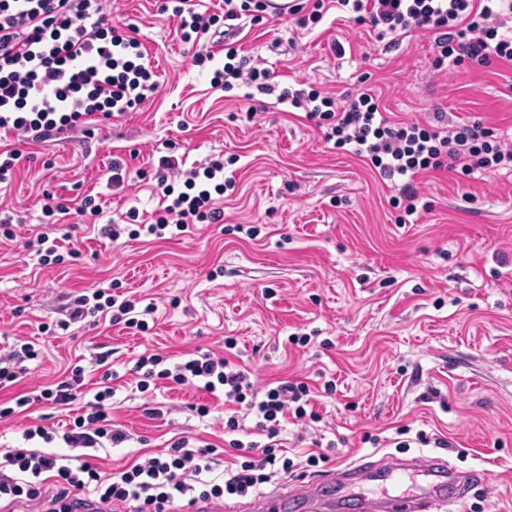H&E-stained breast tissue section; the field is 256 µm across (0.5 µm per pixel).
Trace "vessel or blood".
<instances>
[{"mask_svg":"<svg viewBox=\"0 0 512 512\" xmlns=\"http://www.w3.org/2000/svg\"><path fill=\"white\" fill-rule=\"evenodd\" d=\"M406 473L423 475L424 484L398 495L373 493V486ZM480 480L477 471H459L432 458H363L248 503L206 500L192 512H442L450 499L464 497Z\"/></svg>","mask_w":512,"mask_h":512,"instance_id":"vessel-or-blood-1","label":"vessel or blood"}]
</instances>
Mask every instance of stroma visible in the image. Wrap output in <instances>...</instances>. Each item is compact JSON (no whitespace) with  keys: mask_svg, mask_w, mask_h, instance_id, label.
I'll list each match as a JSON object with an SVG mask.
<instances>
[{"mask_svg":"<svg viewBox=\"0 0 512 512\" xmlns=\"http://www.w3.org/2000/svg\"><path fill=\"white\" fill-rule=\"evenodd\" d=\"M106 9L139 27L159 89L140 109L94 123L93 136L23 146L11 181L0 184V213L16 219L15 239L0 243V352L19 339L39 340L44 352L30 375L0 390V406L65 380L73 366L85 369L69 406L41 402L0 419V450L25 447L28 425L68 424L106 384L115 390L112 419L130 439L93 449L103 473L164 453L181 437L221 450L213 468L222 473L236 456L223 399L168 384L143 393L131 372L145 352L172 366L201 349L227 355L261 385L306 382L322 416L283 421V448L297 468L261 494L365 456H432L487 475L450 512H512V172L418 176L417 210L405 215L390 203L391 184L325 142L303 110L213 87L211 69L193 66L157 0H107ZM239 39L282 85L337 98L365 86L400 122L443 112L512 134V63L467 62L436 74L427 34L388 50L333 9L307 30L271 19ZM337 40L348 46L341 58L330 51ZM171 142L183 171L228 157L224 175L235 187L218 199L223 223L170 240L102 236L100 227L129 209L148 217L159 208L155 179L137 171L170 153ZM116 158L129 172L119 188L107 183ZM47 192L96 196L103 212L49 224L40 205ZM43 231L80 260L39 265L26 243ZM111 284L155 306L148 330L103 319L57 337L39 333L40 324L61 320L67 296ZM295 336L308 344H292ZM228 337L236 341L229 351ZM103 351L111 354L109 380L90 367ZM329 380L336 390L328 395ZM201 404L207 416L196 413ZM403 438L410 446L401 450ZM330 442L328 462L309 466V453Z\"/></svg>","mask_w":512,"mask_h":512,"instance_id":"1","label":"stroma"}]
</instances>
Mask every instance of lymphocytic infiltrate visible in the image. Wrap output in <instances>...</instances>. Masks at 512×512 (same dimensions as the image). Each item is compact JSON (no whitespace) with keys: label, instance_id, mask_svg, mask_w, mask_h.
Returning <instances> with one entry per match:
<instances>
[{"label":"lymphocytic infiltrate","instance_id":"lymphocytic-infiltrate-1","mask_svg":"<svg viewBox=\"0 0 512 512\" xmlns=\"http://www.w3.org/2000/svg\"><path fill=\"white\" fill-rule=\"evenodd\" d=\"M352 22L369 27L377 39L405 38L415 32L434 36V70L469 61L512 62V29L499 19L512 13V0H335ZM172 16L181 41L201 67L223 57L211 82L224 90L246 85L279 102L304 109L308 121L325 141L352 153L381 180L395 183L406 214L416 211L414 180L430 172L512 170V138L495 136L480 120L439 128L425 123H396L382 111L371 90L361 89L337 104L319 90L279 87L275 74L243 55L234 39L241 23L259 24L266 16L265 0H224L220 12L197 11L194 0H174ZM159 88L154 68L142 50L139 29L113 22L103 0H0V133L14 135L16 144L0 146V183L17 163L21 145L38 144L69 132L87 129L96 118L111 119L141 106ZM171 156L158 160L157 187L166 204L150 222L146 234L179 237L195 224H220L224 210L216 201L223 184V157L210 159L204 169L183 172V191H176L168 174L177 170ZM212 188L198 187V179ZM60 329L100 314L113 323L145 331L153 306L138 307L132 297L118 298L96 289L70 300ZM158 354L140 356L141 388L162 381L178 386L201 385L220 393L228 417L224 429L240 431V417L253 416L254 441L233 438L238 452L234 468L214 474L211 445L190 447L174 440L165 455L151 457L105 478L87 460L31 448L41 439L62 441L70 448H115L127 433L113 423L109 401L115 390L106 386L94 395L90 409L74 418L66 430L33 424L24 431L29 445L0 455V500L9 503L47 500L50 512H81L84 499L105 502L127 512H190L198 501L245 497L278 473H291L293 459L277 455L278 437L286 417L319 421L310 408V389L299 380H279L260 386L249 372L228 358L202 353L168 369Z\"/></svg>","mask_w":512,"mask_h":512}]
</instances>
